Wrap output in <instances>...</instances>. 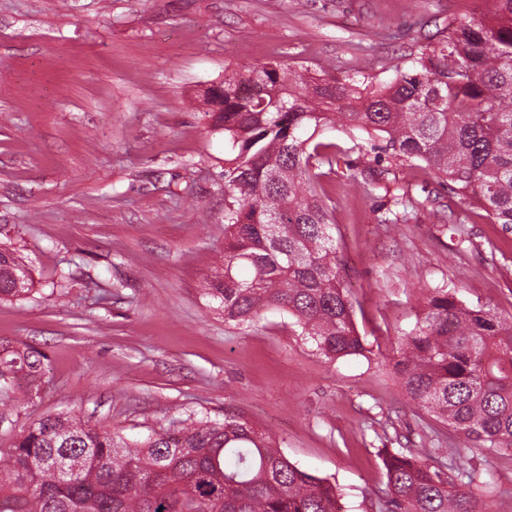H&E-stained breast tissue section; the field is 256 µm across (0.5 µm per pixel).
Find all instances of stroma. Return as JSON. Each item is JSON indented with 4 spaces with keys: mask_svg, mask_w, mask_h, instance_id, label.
Returning <instances> with one entry per match:
<instances>
[{
    "mask_svg": "<svg viewBox=\"0 0 512 512\" xmlns=\"http://www.w3.org/2000/svg\"><path fill=\"white\" fill-rule=\"evenodd\" d=\"M495 0H0V246L32 271L0 303V352L37 350L38 388L0 403V448L68 413L144 439L187 418L235 415L302 469L336 482L343 512H379L384 448H452L407 397L393 348L418 292L445 288L512 315V229L426 168L404 171L433 211L379 224L380 195L325 183L368 351L328 362L286 314L227 324L205 293L224 257V135L203 93L277 59L376 82L409 69L454 18ZM489 467L487 512H512V455Z\"/></svg>",
    "mask_w": 512,
    "mask_h": 512,
    "instance_id": "stroma-1",
    "label": "stroma"
}]
</instances>
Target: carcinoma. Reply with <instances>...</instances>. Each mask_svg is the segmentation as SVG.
Returning <instances> with one entry per match:
<instances>
[{"mask_svg": "<svg viewBox=\"0 0 512 512\" xmlns=\"http://www.w3.org/2000/svg\"><path fill=\"white\" fill-rule=\"evenodd\" d=\"M224 133V264L207 280L224 321L288 314L329 361L366 351L336 245L334 209L321 196L335 173L336 124L365 133L394 164L348 179L392 206L379 224H407L432 205L400 167L421 164L493 224L512 226V0L485 19H454L448 35L395 80L312 81L271 60L224 76L204 93ZM249 276H241V269ZM31 291L29 269L0 249V301ZM395 368L408 398L451 428L443 449L383 452L386 512H486L488 485L469 451L512 454V315L471 307L443 288L418 299ZM44 355H0V397L23 375L41 378ZM335 483L291 462L271 436L239 417L194 419L128 442L67 415L45 416L0 449V512H336Z\"/></svg>", "mask_w": 512, "mask_h": 512, "instance_id": "cac0c4a2", "label": "carcinoma"}]
</instances>
